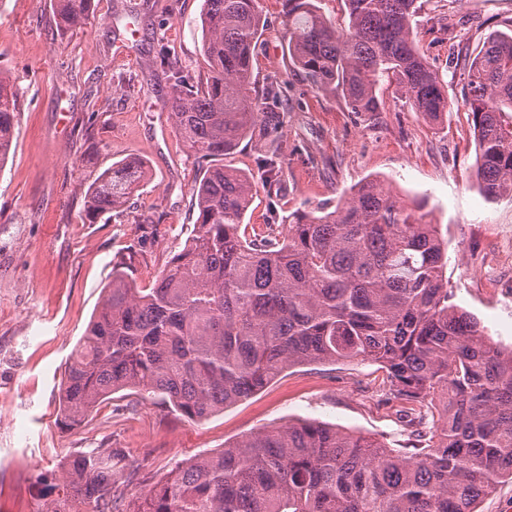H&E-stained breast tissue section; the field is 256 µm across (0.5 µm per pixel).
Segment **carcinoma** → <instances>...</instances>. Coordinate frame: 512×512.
<instances>
[{"label":"carcinoma","mask_w":512,"mask_h":512,"mask_svg":"<svg viewBox=\"0 0 512 512\" xmlns=\"http://www.w3.org/2000/svg\"><path fill=\"white\" fill-rule=\"evenodd\" d=\"M322 0H285L294 67L357 114L380 111L387 81L432 123L450 110L448 83L420 52V0H340L336 26ZM207 77L180 75L164 103L204 174L185 248L150 288L122 269L68 362L60 424L80 425L121 390L161 398L201 421L247 399L299 364L362 357L383 366L388 399L414 415L411 457L320 422L259 431L189 460L126 512H475L512 479V348L487 338L449 302L445 247L422 205L367 179L335 207L288 218L279 236L241 234L254 177L224 166L241 140L281 135L283 93L258 86L259 0H204ZM92 0H54L57 28L86 23ZM465 104L485 197L512 200V33L491 35L465 68ZM18 93L0 71V164L13 144ZM284 161L266 162L265 188L284 191ZM143 163L102 172L86 212L109 214L137 190ZM44 481L37 512H112V455L73 454Z\"/></svg>","instance_id":"cac0c4a2"}]
</instances>
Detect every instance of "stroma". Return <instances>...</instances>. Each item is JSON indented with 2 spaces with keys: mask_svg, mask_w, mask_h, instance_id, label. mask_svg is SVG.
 Wrapping results in <instances>:
<instances>
[{
  "mask_svg": "<svg viewBox=\"0 0 512 512\" xmlns=\"http://www.w3.org/2000/svg\"><path fill=\"white\" fill-rule=\"evenodd\" d=\"M203 0H94L86 25L59 34L51 0H0V70L13 75L21 107L10 156L0 166V512H35L41 476L70 453L111 454L112 498L123 508L178 464L251 433L316 421L408 447V419L388 400L377 364L354 358L285 370L251 398L197 422L159 399L123 390L88 421L57 420L69 356L99 307L112 270L148 288L185 246L196 219L193 189L203 169L163 107L172 81L168 49L192 80L201 53ZM265 27L258 79L282 87L285 190L257 188L244 222L267 233L369 177L416 201L447 249L451 301L489 337L512 346V201L479 190L464 59L506 30L512 0H424L419 48L448 83L451 109L425 120L381 84L367 115L308 86L288 61L283 0H260ZM137 158L147 172L111 218L89 220L85 195L98 173Z\"/></svg>",
  "mask_w": 512,
  "mask_h": 512,
  "instance_id": "stroma-1",
  "label": "stroma"
}]
</instances>
